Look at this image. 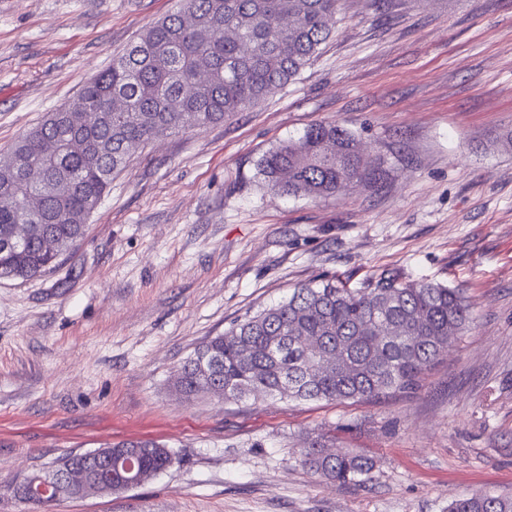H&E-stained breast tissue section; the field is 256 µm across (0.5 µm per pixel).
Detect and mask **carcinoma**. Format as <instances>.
Instances as JSON below:
<instances>
[{
    "mask_svg": "<svg viewBox=\"0 0 512 512\" xmlns=\"http://www.w3.org/2000/svg\"><path fill=\"white\" fill-rule=\"evenodd\" d=\"M339 2L179 0L176 12L113 56L72 103L19 136L0 163V278L27 279L59 265L134 144L218 123L294 80L331 36ZM71 110L90 119L75 125ZM48 142L56 145L51 154ZM260 172L282 194L312 197L376 177L356 137L323 123L269 151ZM20 224L29 225L24 239L16 236ZM472 323L462 292L438 283H404L384 273L360 288L301 285L286 301L204 342L174 386L189 397L220 390L226 400L255 391L337 403L410 393ZM304 339L320 343L342 367L311 376ZM116 447L139 451L146 480L173 461L156 442ZM301 463L340 485L362 483L374 468L361 455L325 453L320 438L303 449ZM448 512H512V494L475 493Z\"/></svg>",
    "mask_w": 512,
    "mask_h": 512,
    "instance_id": "carcinoma-1",
    "label": "carcinoma"
}]
</instances>
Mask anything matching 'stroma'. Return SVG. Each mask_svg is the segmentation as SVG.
<instances>
[{
  "label": "stroma",
  "mask_w": 512,
  "mask_h": 512,
  "mask_svg": "<svg viewBox=\"0 0 512 512\" xmlns=\"http://www.w3.org/2000/svg\"><path fill=\"white\" fill-rule=\"evenodd\" d=\"M177 0H0V156ZM335 123L373 183L287 196L262 157ZM462 289L474 322L414 392L240 401L176 391L209 337L337 278ZM319 435L360 485L300 463ZM154 440L172 465L51 512H446L512 493V0H342L336 33L258 106L130 153L56 270L0 279V512L58 461Z\"/></svg>",
  "instance_id": "35a3bbf8"
}]
</instances>
